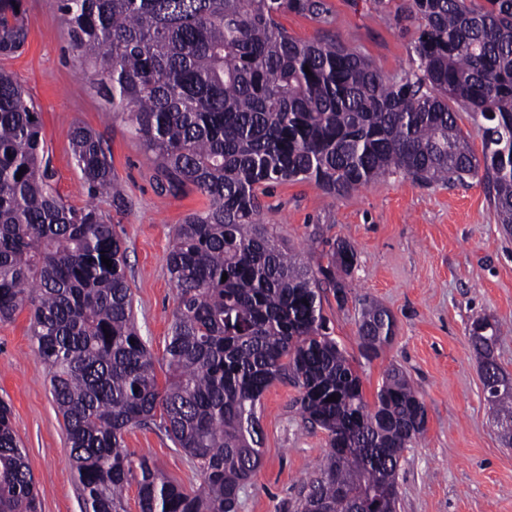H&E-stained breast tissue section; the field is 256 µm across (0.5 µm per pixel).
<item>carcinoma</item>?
Segmentation results:
<instances>
[{
  "mask_svg": "<svg viewBox=\"0 0 512 512\" xmlns=\"http://www.w3.org/2000/svg\"><path fill=\"white\" fill-rule=\"evenodd\" d=\"M58 2L98 90L154 156L157 185L209 201L175 225L167 255L176 307L161 386L135 318L122 240L98 207L77 209L57 194L39 112L0 70V321L30 312L83 512H126L133 481L140 512H238L262 463L258 406L278 380L300 389L305 418L328 436L300 512H353L364 501L397 512L389 497L402 453L426 430L425 405L393 367L369 406L321 309L325 285L347 303L335 269L350 271L356 250L338 239L328 264L311 268L269 233L261 195L271 182L309 180L342 196L393 168L425 185L477 178L512 234V0H412L419 64L392 79L342 45L295 40L278 21L293 12L326 23L325 0ZM17 6L0 0L1 56L27 40ZM460 110L482 130L479 156L458 125ZM68 137L81 191L121 204L99 135L74 124ZM358 303L360 347L376 356L395 336V319L369 299ZM498 340L496 324L473 321L493 424L511 448L512 378L496 361ZM494 378L504 384L492 392ZM150 424L191 461L198 487L133 459L124 435ZM0 512H41L2 402Z\"/></svg>",
  "mask_w": 512,
  "mask_h": 512,
  "instance_id": "obj_1",
  "label": "carcinoma"
}]
</instances>
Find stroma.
<instances>
[{
    "instance_id": "obj_1",
    "label": "stroma",
    "mask_w": 512,
    "mask_h": 512,
    "mask_svg": "<svg viewBox=\"0 0 512 512\" xmlns=\"http://www.w3.org/2000/svg\"><path fill=\"white\" fill-rule=\"evenodd\" d=\"M328 23L295 13L280 16L293 38H328L364 55L384 77L415 68L419 22L411 0H325ZM28 38L0 67L14 74L39 112L52 184L65 202L84 207L79 171L68 140L72 124L98 133L124 188L121 206L100 202L127 254V279L140 332L162 367L175 308L166 258L173 227L204 210L196 192L157 189L154 157L133 126L113 113L72 46L57 0H22ZM275 239L310 263L325 262L335 239L348 241L357 263L344 281L353 298L338 305L321 292L330 336L347 353L374 401L386 369L408 376L423 401L427 429L405 450L399 471L398 512H512V448L492 425L479 364L469 341L476 317L502 334L495 355L512 375V235L497 223L478 180L424 186L399 171L342 197L314 182L270 183L262 198ZM388 308L396 335L378 357L359 347L357 297ZM28 311L0 323V399L13 410V427L41 491L42 512H82L66 432L52 399L49 375L33 352ZM293 384L277 382L258 410L262 464L242 490L239 512H297L302 484L314 476L328 448L324 430L303 419ZM134 455L148 456L184 486L198 484L188 458L159 429L125 435Z\"/></svg>"
}]
</instances>
